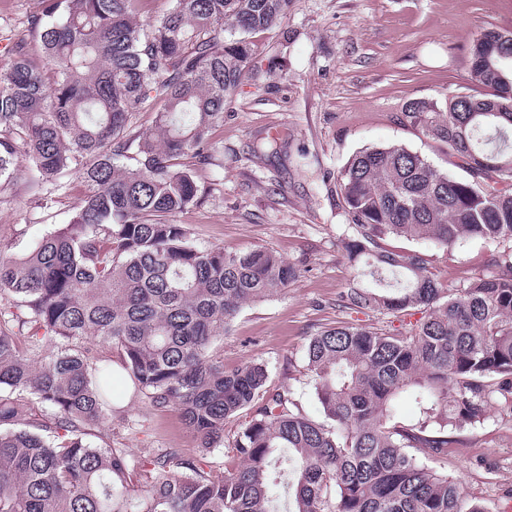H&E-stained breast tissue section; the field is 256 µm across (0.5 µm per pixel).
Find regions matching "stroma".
<instances>
[{"instance_id": "35a3bbf8", "label": "stroma", "mask_w": 512, "mask_h": 512, "mask_svg": "<svg viewBox=\"0 0 512 512\" xmlns=\"http://www.w3.org/2000/svg\"><path fill=\"white\" fill-rule=\"evenodd\" d=\"M47 0H0V70L25 42L39 60L40 41L28 26ZM512 31V0H291L275 30L256 34L259 53L224 105L212 131L208 163L197 166L204 201L176 216L194 244L246 252L268 248L294 265L298 278L277 296L245 305L214 347L225 367L266 363L272 384H288L311 417L320 408L302 369L305 345L322 327L350 320L339 294L354 277L344 258L351 237L336 195V177L366 148L399 144L437 169L446 156L402 118L413 99L443 100L468 87L467 51L483 29ZM279 134L278 154L258 152ZM87 186L70 174L64 189L46 195L24 167L0 186V245L25 254L32 243L67 223ZM395 247L430 256L441 281L459 283L489 273L493 245L472 239L445 249L401 238ZM120 408L91 427L88 439L123 448L131 469L165 448L197 455L205 472H224V446L246 421L224 425L222 446L200 453L178 413L156 410L125 383H115ZM443 467L449 477L483 498L488 512H512V423L490 408L480 424L460 434Z\"/></svg>"}]
</instances>
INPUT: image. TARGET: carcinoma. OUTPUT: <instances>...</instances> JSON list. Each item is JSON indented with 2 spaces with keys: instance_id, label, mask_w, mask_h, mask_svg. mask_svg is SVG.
I'll return each instance as SVG.
<instances>
[{
  "instance_id": "obj_1",
  "label": "carcinoma",
  "mask_w": 512,
  "mask_h": 512,
  "mask_svg": "<svg viewBox=\"0 0 512 512\" xmlns=\"http://www.w3.org/2000/svg\"><path fill=\"white\" fill-rule=\"evenodd\" d=\"M167 2L145 26L140 0H52L30 20L43 66L19 44L0 70V179L22 161L50 193L72 171L87 185L70 222L26 254L0 247V512H278L283 476L287 512H487L429 462L489 407L512 417V112L485 114L512 96V43L501 57L487 28L469 46V81L493 92L403 112L465 176L401 145L359 151L338 175L355 271L339 307L405 331L338 321L309 339L317 420L263 363L226 369L211 354L240 309L280 293L296 267L266 248L199 247L173 222L201 202L185 158L208 160L257 53L252 35L278 27L290 0ZM141 112L154 128L133 134ZM401 237L510 246L459 287L432 276L427 254L389 248ZM88 336L120 352L123 373L94 363ZM118 377L176 410L202 452L224 441L227 419L262 406L224 474L170 448L142 462L136 486L124 449L84 438L112 417ZM402 396L417 408L411 424L397 417Z\"/></svg>"
}]
</instances>
